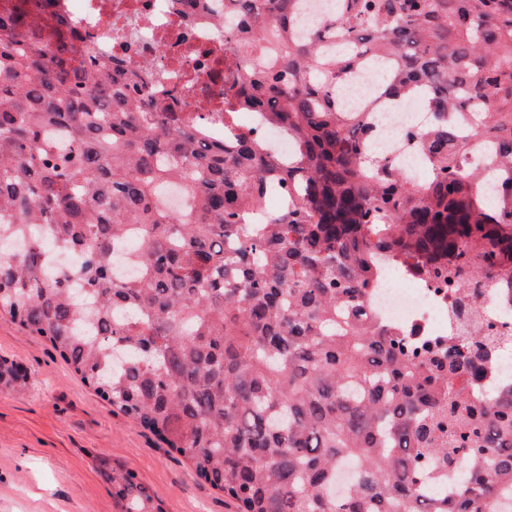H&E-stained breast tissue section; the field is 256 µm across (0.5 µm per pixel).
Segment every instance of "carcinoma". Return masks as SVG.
Wrapping results in <instances>:
<instances>
[{
	"label": "carcinoma",
	"instance_id": "obj_1",
	"mask_svg": "<svg viewBox=\"0 0 512 512\" xmlns=\"http://www.w3.org/2000/svg\"><path fill=\"white\" fill-rule=\"evenodd\" d=\"M224 2L222 140L136 73L74 58L51 0L0 4V312L236 512H495L512 392H469L491 340L413 352L360 305L387 263L440 288L512 273V0H335L305 37V0ZM367 54L392 57L380 94L433 113L422 185L336 101ZM242 112L286 137V163ZM469 139L499 167L490 200ZM277 190L288 203L270 211ZM58 249L83 295L42 268ZM345 460L358 476L338 496ZM432 471L469 484L429 495ZM104 474L121 512H163L134 473Z\"/></svg>",
	"mask_w": 512,
	"mask_h": 512
}]
</instances>
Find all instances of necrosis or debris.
<instances>
[{
  "label": "necrosis or debris",
  "instance_id": "obj_1",
  "mask_svg": "<svg viewBox=\"0 0 512 512\" xmlns=\"http://www.w3.org/2000/svg\"><path fill=\"white\" fill-rule=\"evenodd\" d=\"M209 10L188 21L176 0H57L66 24L79 33L74 54L123 60L149 86L179 92L191 83L193 94L182 109L201 112L215 132H223L224 0H208ZM372 75L362 72L348 81L346 92L360 111L378 112L375 138L383 153L405 171H412L418 149L415 136L430 123L426 112L390 107L371 91ZM481 316L482 324L512 336V278L482 286L463 295L454 288L436 287L410 269L390 267L370 288L364 304L378 325L396 328L415 344H444L464 334L467 325L456 311L458 299Z\"/></svg>",
  "mask_w": 512,
  "mask_h": 512
}]
</instances>
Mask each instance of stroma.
Wrapping results in <instances>:
<instances>
[{"mask_svg": "<svg viewBox=\"0 0 512 512\" xmlns=\"http://www.w3.org/2000/svg\"><path fill=\"white\" fill-rule=\"evenodd\" d=\"M0 512H121L101 461L135 473L164 512H233L224 494L148 430L113 412L50 342L0 313Z\"/></svg>", "mask_w": 512, "mask_h": 512, "instance_id": "1", "label": "stroma"}]
</instances>
